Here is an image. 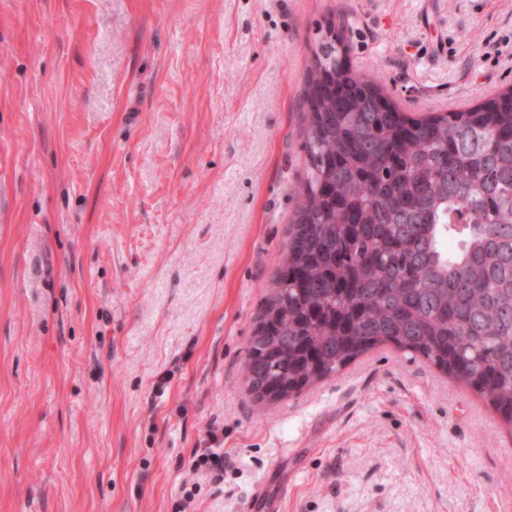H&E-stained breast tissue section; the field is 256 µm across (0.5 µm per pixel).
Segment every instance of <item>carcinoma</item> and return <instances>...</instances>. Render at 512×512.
<instances>
[{"label":"carcinoma","instance_id":"1","mask_svg":"<svg viewBox=\"0 0 512 512\" xmlns=\"http://www.w3.org/2000/svg\"><path fill=\"white\" fill-rule=\"evenodd\" d=\"M314 50L297 224L245 366L299 393L389 344L465 383L512 429V89L414 117Z\"/></svg>","mask_w":512,"mask_h":512}]
</instances>
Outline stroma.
Here are the masks:
<instances>
[{
	"mask_svg": "<svg viewBox=\"0 0 512 512\" xmlns=\"http://www.w3.org/2000/svg\"><path fill=\"white\" fill-rule=\"evenodd\" d=\"M333 23L409 114L512 87V0H0V512H512V431L423 357L249 389Z\"/></svg>",
	"mask_w": 512,
	"mask_h": 512,
	"instance_id": "obj_1",
	"label": "stroma"
}]
</instances>
